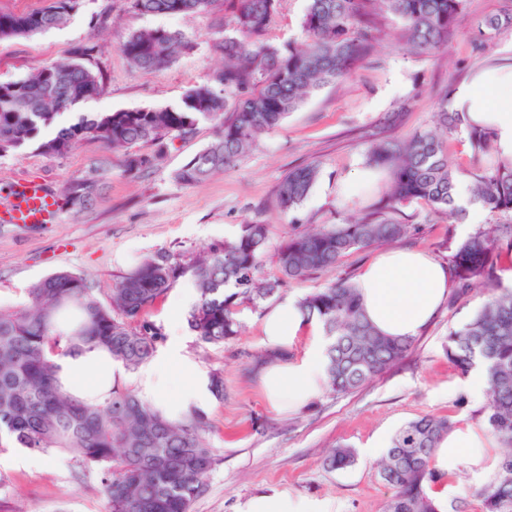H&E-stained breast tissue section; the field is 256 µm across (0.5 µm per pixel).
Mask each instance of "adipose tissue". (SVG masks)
Returning <instances> with one entry per match:
<instances>
[{
	"instance_id": "adipose-tissue-1",
	"label": "adipose tissue",
	"mask_w": 512,
	"mask_h": 512,
	"mask_svg": "<svg viewBox=\"0 0 512 512\" xmlns=\"http://www.w3.org/2000/svg\"><path fill=\"white\" fill-rule=\"evenodd\" d=\"M448 107L462 113L464 128L488 129L502 158L512 160V64L480 72L471 83L459 86ZM365 313L373 326L387 336H417L447 299L449 270L416 248L380 251L358 274ZM308 326L297 303L286 299L270 307L263 319L264 340L288 347ZM325 343L315 341L294 363L269 365L263 390L274 408L282 412L301 409L315 399L325 384ZM58 375L67 390L84 395L105 382L130 377L139 396L160 405L167 419L176 421L193 411L205 410L213 400L207 376L184 354L178 320H171L166 348L135 373H127L99 348L56 357ZM490 438L472 426L452 431L435 454L438 470L451 473L461 463L490 470L495 459Z\"/></svg>"
}]
</instances>
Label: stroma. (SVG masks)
<instances>
[{
    "mask_svg": "<svg viewBox=\"0 0 512 512\" xmlns=\"http://www.w3.org/2000/svg\"><path fill=\"white\" fill-rule=\"evenodd\" d=\"M507 0H468L448 37L445 54H410L398 44L400 23L377 15L379 45L370 63L345 81L311 93L275 130L229 171L187 185L174 174L215 138L203 121L187 138L170 140L166 154L139 174L126 172L119 156L95 143H78L66 155H49L36 144L0 154V205L6 190L39 180L53 190L96 176L100 187L84 210L63 211L59 223L40 227L0 224V309L12 310L28 300V290L53 272L86 276L101 301L138 261L165 256L180 264L181 277L160 298L150 320L167 326L176 299L192 305L194 261L239 236L244 225L269 227L263 257V279L279 280L276 247L289 235L311 228L343 224L376 209L381 186L350 201L343 185L366 167V155L377 138L403 140L433 126L439 98L459 87L478 70L512 61V29H503L475 48L477 26L498 13ZM307 0H280L268 43L280 46L301 38ZM166 28L183 34L189 51L160 70H132L119 50L134 30ZM224 35V8L214 4L200 13L139 14L125 0H84L82 8L51 30L0 40V83L26 77L49 63L89 48L84 65L102 76L98 97L58 115L44 137L75 123L80 115L118 110L181 106L186 95L221 66L212 49ZM312 164L318 178L308 197L293 211L276 202L278 183L298 166ZM393 220L412 225L406 247L448 261L460 241L479 227L495 223L488 211L461 226L446 216L430 217L426 204L394 212ZM371 246L346 253L332 269L281 282L273 302L298 299L344 278L355 280L377 254ZM482 290L464 300L443 304L419 333L407 356L358 391L347 395L322 392L306 407L283 413L272 407L261 387L260 373L245 374L249 356L266 347L262 334L265 305L241 301L235 339L214 345L194 333L186 335V352L206 373L221 374L223 399L214 400L205 416L206 438L219 463L207 478V490L191 512H244L259 495L287 494L310 502L316 512H382L393 490L378 473L377 461L396 431L424 415L448 418L454 427H484L483 400L469 388L446 353L448 330L466 321L484 304ZM347 445L357 453L354 466L332 471L324 459L330 448ZM25 450L0 453V501L11 512H107L96 476L85 473L71 454L42 455L30 462ZM492 478L460 464L443 481L445 512H482L479 489Z\"/></svg>",
    "mask_w": 512,
    "mask_h": 512,
    "instance_id": "obj_1",
    "label": "stroma"
}]
</instances>
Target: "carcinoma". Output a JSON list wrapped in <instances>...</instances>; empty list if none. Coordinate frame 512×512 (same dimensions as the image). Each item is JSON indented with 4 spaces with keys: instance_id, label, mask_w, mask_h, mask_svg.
Returning <instances> with one entry per match:
<instances>
[{
    "instance_id": "1",
    "label": "carcinoma",
    "mask_w": 512,
    "mask_h": 512,
    "mask_svg": "<svg viewBox=\"0 0 512 512\" xmlns=\"http://www.w3.org/2000/svg\"><path fill=\"white\" fill-rule=\"evenodd\" d=\"M81 0H50L28 14L0 13V39L45 32L68 19ZM215 0H128L142 14L200 12ZM280 0H224V27L235 35L213 44L224 58L186 96L183 106L115 111L81 116L38 144L63 155L77 142L98 143L125 157L126 169L140 172L153 161L134 152L142 143L158 150L169 136L192 135L199 122L218 125L216 139L179 169L174 178L195 184L234 168L256 147L261 136L279 126L312 91L339 82L367 62L376 49L374 10L382 7L401 22L399 40L410 51L438 53L467 0H308L301 20L304 43L274 46L262 40L275 20ZM512 28V9L486 17L478 26L480 42ZM190 48L181 34L166 29L136 30L120 45L129 66L152 72L164 68ZM76 58L43 66L22 79L0 83V153L35 140L41 129L76 103L103 92L98 75ZM437 124L446 134L461 132L462 116L439 103ZM472 158L490 166L468 185L470 201L494 215L512 216V161L498 158L492 135H467ZM370 167L386 171L389 183L379 203L383 210L423 202L433 211L464 223L468 213L456 204L458 175L448 164L441 134L424 129L397 143L378 141L367 153ZM318 176L313 165L297 167L279 182L278 205L298 208ZM84 181L70 182L59 194L67 209L90 204L96 190ZM411 226L367 216L337 226L295 234L277 247L280 272L288 280L336 266L353 249L404 239ZM512 247V225L491 224L465 238L449 263L456 280L455 299L475 286L490 296L467 321L448 332V358L464 374L480 367L487 398L481 413L487 430L507 452L479 497L483 512H512V289L492 287V272L502 239ZM269 243L266 224H246L232 241L199 258L194 268L197 299L187 322L204 343L219 344L239 335L238 301L259 304L275 288L258 281ZM179 277V268L160 256L144 259L112 288L102 303L96 288L82 276L58 271L29 289L28 304L0 312V451L10 445L48 455L74 452L83 471L99 477V491L109 512H190L207 488L206 479L219 459L205 438L206 422L194 411L179 421L166 419L135 391L115 383L102 402H88L66 392L54 358L85 346L106 350L128 370L151 360L164 339L162 327L147 318L149 310ZM298 305L307 321L317 322L329 340L326 388L348 394L398 363L414 338L384 336L367 319L357 288L336 281L305 295ZM288 351L269 349L245 367L285 361ZM446 417L423 416L402 426L378 462L382 479L395 489L385 512H439L429 486L443 476L435 468L436 448L448 436ZM348 446L330 451L334 470L355 464Z\"/></svg>"
}]
</instances>
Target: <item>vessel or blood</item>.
<instances>
[{"instance_id": "obj_1", "label": "vessel or blood", "mask_w": 512, "mask_h": 512, "mask_svg": "<svg viewBox=\"0 0 512 512\" xmlns=\"http://www.w3.org/2000/svg\"><path fill=\"white\" fill-rule=\"evenodd\" d=\"M63 212L62 201L44 183L26 182L18 186L7 205L0 207V223L55 224Z\"/></svg>"}]
</instances>
